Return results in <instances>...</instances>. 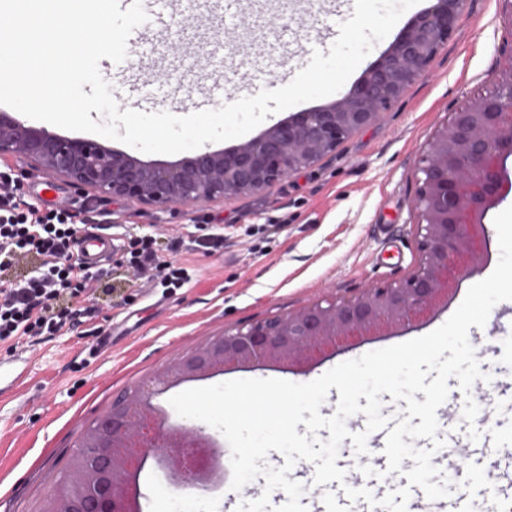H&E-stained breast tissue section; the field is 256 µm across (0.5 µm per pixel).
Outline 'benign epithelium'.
<instances>
[{"instance_id":"benign-epithelium-1","label":"benign epithelium","mask_w":512,"mask_h":512,"mask_svg":"<svg viewBox=\"0 0 512 512\" xmlns=\"http://www.w3.org/2000/svg\"><path fill=\"white\" fill-rule=\"evenodd\" d=\"M466 0H434L416 14L342 98L297 112L259 136L172 165H150L100 141L50 135L0 111V159L17 157L97 198L199 206L259 193L311 168L371 124L421 79L457 26ZM512 39L498 48L494 86L452 113L417 168L414 207L419 262L405 279L354 295H327L286 315L239 325L177 355L112 401L85 429L93 452L72 463L74 486L56 490L43 512H137L131 488L149 458L181 482L212 483L221 454L204 436L170 433L153 406L175 380L261 361L303 363L355 337L422 321L488 255L484 221L512 192Z\"/></svg>"}]
</instances>
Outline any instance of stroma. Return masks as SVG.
I'll return each mask as SVG.
<instances>
[{"label": "stroma", "instance_id": "1", "mask_svg": "<svg viewBox=\"0 0 512 512\" xmlns=\"http://www.w3.org/2000/svg\"><path fill=\"white\" fill-rule=\"evenodd\" d=\"M355 0H144L147 14L164 11L162 24L145 23L128 42L122 63L101 60L119 109H214L288 84L305 68L308 48L328 52ZM512 34L501 0H468L456 30L418 80L369 126L353 133L316 166L266 191L216 201L204 208L142 206L123 198L89 201L67 182L28 169L21 200L39 212L102 214L100 232L122 238L150 236L160 259L183 268L180 287L147 280L114 262L100 264L95 292L56 336L0 342L7 372H24L15 397L0 400V512H41L61 474L67 473L83 426L112 401L152 376L184 350L240 324L284 315L325 294L348 296L368 285L408 276L418 263V215L413 207L418 161L436 130L477 92L490 90L498 47ZM218 236L220 247L199 239ZM489 257L464 278L446 306L426 320L367 336L311 363L268 361L182 381L157 396L165 425L185 422L169 403L182 391L242 378L311 382L336 365L368 352L424 336L444 324L468 289L493 272ZM107 336L99 349L98 336ZM487 380L470 393L457 378L456 400L479 398L489 430H512V300L498 302L484 327L469 330ZM437 436L455 453L453 488L444 507L502 512L512 502V443L493 442L483 456L466 434L462 415L438 413ZM264 478L230 493L225 487L174 482L147 464L137 493L141 512H213L217 504L259 497Z\"/></svg>", "mask_w": 512, "mask_h": 512}]
</instances>
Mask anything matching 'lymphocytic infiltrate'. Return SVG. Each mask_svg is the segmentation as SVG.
Segmentation results:
<instances>
[{"instance_id":"lymphocytic-infiltrate-1","label":"lymphocytic infiltrate","mask_w":512,"mask_h":512,"mask_svg":"<svg viewBox=\"0 0 512 512\" xmlns=\"http://www.w3.org/2000/svg\"><path fill=\"white\" fill-rule=\"evenodd\" d=\"M79 229L65 211L28 218L15 198L0 193V278H5L19 255L40 258L37 276L9 283L0 290V342L24 336L54 335L72 319L70 309L58 307L59 298L79 300L91 276L86 266L73 261L71 246ZM121 260L135 271H153L172 287H180L182 268L160 261L154 241L144 236L123 247Z\"/></svg>"}]
</instances>
